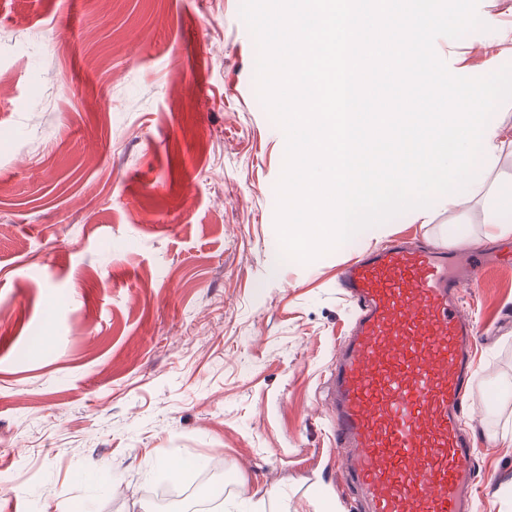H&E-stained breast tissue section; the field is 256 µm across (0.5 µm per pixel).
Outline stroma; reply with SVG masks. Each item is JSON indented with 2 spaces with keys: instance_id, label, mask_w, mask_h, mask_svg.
<instances>
[{
  "instance_id": "stroma-1",
  "label": "stroma",
  "mask_w": 512,
  "mask_h": 512,
  "mask_svg": "<svg viewBox=\"0 0 512 512\" xmlns=\"http://www.w3.org/2000/svg\"><path fill=\"white\" fill-rule=\"evenodd\" d=\"M239 6L0 0V512H155L213 464L210 512H357L323 385L353 316L337 272L402 234L494 242L448 194L272 268L286 140ZM477 12L434 42L453 74L512 64V0ZM461 295L476 512H512V267Z\"/></svg>"
}]
</instances>
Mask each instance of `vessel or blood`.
Masks as SVG:
<instances>
[{
    "instance_id": "1",
    "label": "vessel or blood",
    "mask_w": 512,
    "mask_h": 512,
    "mask_svg": "<svg viewBox=\"0 0 512 512\" xmlns=\"http://www.w3.org/2000/svg\"><path fill=\"white\" fill-rule=\"evenodd\" d=\"M493 252L396 240L349 260L338 286L354 309L329 383L335 444L365 512H476L478 474L462 420L474 378V326L459 304Z\"/></svg>"
}]
</instances>
